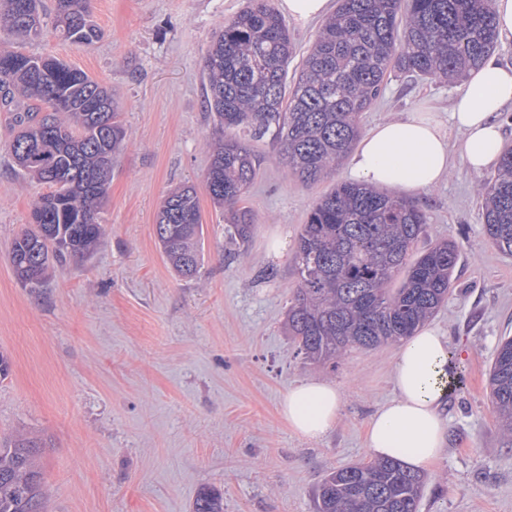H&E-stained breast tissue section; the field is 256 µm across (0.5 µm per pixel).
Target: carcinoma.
<instances>
[{
    "label": "carcinoma",
    "instance_id": "carcinoma-1",
    "mask_svg": "<svg viewBox=\"0 0 512 512\" xmlns=\"http://www.w3.org/2000/svg\"><path fill=\"white\" fill-rule=\"evenodd\" d=\"M43 29L40 0H0V31L25 38ZM54 30L73 43L101 36L88 0H55ZM497 41L492 0H338L335 15L288 78L295 45L267 0L224 23L204 58L206 104L219 134L205 179L214 206L229 209V243L245 245L254 218L240 206L261 162L251 142L271 136L288 171L316 184L353 149L360 119L393 72L450 81L478 67ZM28 100L13 115L16 171L46 184L32 224L13 241L12 273L30 292L70 259L90 257L106 234L100 207L126 137L112 90L55 57L0 47V99ZM484 233L512 255V146L481 185ZM427 217L410 201L356 182H340L313 205L294 253L298 281L288 335L313 362H336L414 334L447 300L458 260L452 242L417 254ZM155 236L167 265L197 276L204 228L196 190L183 185L162 201ZM503 445L512 448V338L489 373ZM38 438L0 441V512H45L50 489ZM423 478L396 460L375 458L333 470L317 485L314 512H419ZM193 512H224V497L203 490Z\"/></svg>",
    "mask_w": 512,
    "mask_h": 512
}]
</instances>
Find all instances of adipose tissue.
I'll return each mask as SVG.
<instances>
[{
    "mask_svg": "<svg viewBox=\"0 0 512 512\" xmlns=\"http://www.w3.org/2000/svg\"><path fill=\"white\" fill-rule=\"evenodd\" d=\"M508 105L512 64L486 58L472 70L448 123L413 115L377 124L360 139L349 174L356 181L409 193L432 190L448 176L452 130L460 137L459 151L469 170L482 174L498 162L503 133L497 116ZM450 358L448 338L435 327H421L403 341L394 364L395 395L369 423L367 447L374 457L424 472L441 456L448 433L441 407ZM341 406L335 385L310 378L289 389L281 413L295 433L318 439L334 428Z\"/></svg>",
    "mask_w": 512,
    "mask_h": 512,
    "instance_id": "obj_1",
    "label": "adipose tissue"
}]
</instances>
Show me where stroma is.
Here are the masks:
<instances>
[{
    "mask_svg": "<svg viewBox=\"0 0 512 512\" xmlns=\"http://www.w3.org/2000/svg\"><path fill=\"white\" fill-rule=\"evenodd\" d=\"M248 0H90L102 38L90 46L53 29L0 42L52 55L111 87L126 138L103 206L107 236L94 255L58 265L41 292L15 280L13 238L47 185L22 178L9 144L13 109L0 106V351L12 373L0 382V437L42 442L51 489L46 512H192L203 488L224 512H314L313 490L331 470L365 463L369 418L394 395L399 349H353L330 368L306 361L285 321L297 283L293 261L308 212L347 180V166L314 186L293 178L271 139L243 204L254 228L226 245L224 215L205 183L215 127L203 62L213 34ZM459 84L400 75L385 81L362 130L394 115L446 120ZM193 183L204 219L200 276L168 268L154 235L167 193ZM482 177L454 158L444 182L414 194L428 218L418 244L458 247L453 288L431 318L466 368L450 390L443 455L425 472L419 512H512V448L502 447L489 370L512 337V256L483 230ZM286 247L271 255V239ZM316 378L337 386L341 415L324 438L296 435L280 414L288 388Z\"/></svg>",
    "mask_w": 512,
    "mask_h": 512,
    "instance_id": "1",
    "label": "stroma"
}]
</instances>
